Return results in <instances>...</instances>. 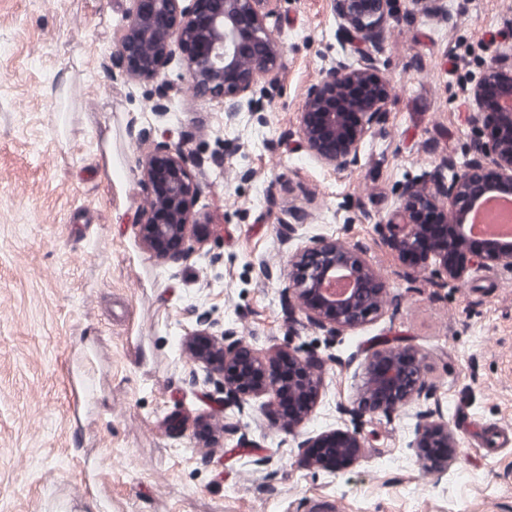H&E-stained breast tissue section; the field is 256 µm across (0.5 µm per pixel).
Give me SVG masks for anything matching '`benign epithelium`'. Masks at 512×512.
I'll list each match as a JSON object with an SVG mask.
<instances>
[{
    "instance_id": "benign-epithelium-1",
    "label": "benign epithelium",
    "mask_w": 512,
    "mask_h": 512,
    "mask_svg": "<svg viewBox=\"0 0 512 512\" xmlns=\"http://www.w3.org/2000/svg\"><path fill=\"white\" fill-rule=\"evenodd\" d=\"M126 23L115 38L113 57L121 75L157 82L153 106L157 117L168 114L178 87L165 78L173 63L172 43L180 51L187 89L195 96L224 106L232 117L246 110L263 112L271 104L267 90L277 84L283 55L267 26L278 19V0H130ZM344 58L324 68L312 84L299 112L304 147L317 161L349 168L358 164L361 145L372 129L386 121L384 106L389 80L375 64L388 25L398 17L396 0H333ZM359 55V64L349 55ZM512 52L501 53L484 66L477 100L478 136L464 166L443 162L421 178L395 189L399 209L409 223L385 238L392 249L412 264L434 265L432 273L460 276L494 266L512 269V243L501 246L483 241L473 246L461 224H425L426 213L439 210L438 198L463 213L489 189L512 185V78L501 63ZM224 150L209 156L195 154L181 143L162 140L139 164L140 183L147 203L135 224L144 245L165 262L179 264L194 254L190 241L199 244L192 205L200 183L192 168L220 165ZM353 279L342 298L322 292L336 274ZM284 307L288 316L300 308L307 321L329 337L354 328L377 314L385 288L363 258L357 244L341 245L327 237H310L289 259ZM195 327L185 333L184 344L197 367L189 384L209 409V417L222 418L232 410L243 416L254 400L267 398L264 408L290 432L307 419L320 392L318 371L324 361L302 355L301 349L272 347L258 352L242 344L234 328L195 311ZM367 381L357 406L348 410L360 419L368 413L390 415L408 401L431 398L421 376L418 352L411 347L380 349L365 357ZM413 447L425 465L444 472L456 458L453 439L444 422L418 428ZM303 459L338 471L349 464L364 441L358 429H333L305 437L298 443Z\"/></svg>"
}]
</instances>
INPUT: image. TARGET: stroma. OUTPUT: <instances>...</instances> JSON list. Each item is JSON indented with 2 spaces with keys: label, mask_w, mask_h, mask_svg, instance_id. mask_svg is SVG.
Listing matches in <instances>:
<instances>
[{
  "label": "stroma",
  "mask_w": 512,
  "mask_h": 512,
  "mask_svg": "<svg viewBox=\"0 0 512 512\" xmlns=\"http://www.w3.org/2000/svg\"><path fill=\"white\" fill-rule=\"evenodd\" d=\"M129 6L0 0V512H307L316 498L340 512H512V447L479 445L483 429L512 431V270L439 280L377 227L398 184L467 160L482 64L512 44V0H398L376 55L392 88L386 122L350 169L299 148L306 91L342 54L332 0H280L284 64L264 118L232 119L188 93L163 122L153 83L112 65ZM157 126L192 149L228 146L195 206L216 233L183 267L150 252L134 223L147 146L130 130ZM314 235L360 244L387 290L377 317L330 343L302 312L286 315L282 280L260 268L286 269ZM196 308L255 350L289 343L324 358L304 434L350 427L339 408L361 397L363 353L413 347L455 461L437 474L416 458L414 402L365 416L363 454L335 474L300 463L296 439L257 407L224 415L251 447L218 433L202 460L192 433L164 424L207 412L183 347Z\"/></svg>",
  "instance_id": "1"
}]
</instances>
